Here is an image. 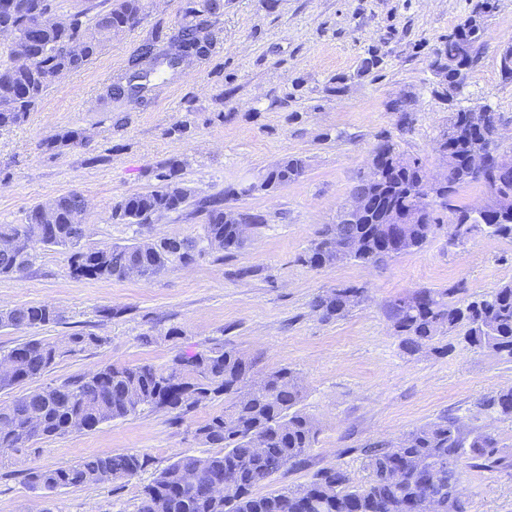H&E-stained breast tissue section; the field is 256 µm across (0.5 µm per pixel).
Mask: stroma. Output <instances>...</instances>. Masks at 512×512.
I'll return each mask as SVG.
<instances>
[{
	"instance_id": "stroma-1",
	"label": "stroma",
	"mask_w": 512,
	"mask_h": 512,
	"mask_svg": "<svg viewBox=\"0 0 512 512\" xmlns=\"http://www.w3.org/2000/svg\"><path fill=\"white\" fill-rule=\"evenodd\" d=\"M476 0H224L206 56L156 81L148 103L100 102L156 29L184 23V0H142L139 22L107 42L90 64L54 78L25 122L0 129V224H21L29 209L75 191L87 200L84 247L135 239L203 234L205 199L261 214L246 244L233 252L206 250L187 266L149 280L73 277L66 253L38 248L23 274L0 277V308L50 304L64 319L29 332L0 327V351L35 335L60 341L74 333L103 337L99 346L62 358L43 376L0 391V405L107 365L167 366L182 350L225 347L254 363L255 374L286 366L304 387L301 410L317 439L300 463L259 486V493L309 482L322 468L346 469L354 484L369 476L364 448L396 445L409 431L456 419L467 437L491 435L500 463L464 468L460 492L467 512H512V421H501L486 399L512 387V359L470 346L464 328L407 354L388 318L396 299L420 288L449 291L451 302L482 298L512 282V239L472 235L450 242L442 227L420 249L378 266L344 263L313 268L303 258L367 167L378 137L420 158L435 172L436 139L451 112L490 106L500 112L512 151V80L500 73V53L512 44V0H492L474 65L457 90L431 63ZM377 66L363 71L366 58ZM408 99L400 126L390 105ZM67 131L77 146H48ZM298 155L297 181L262 189L266 173ZM186 166L190 197L150 224L114 214L125 197L154 189L167 160ZM347 284L366 290L348 316L325 321L310 303ZM113 311L104 318L102 309ZM177 338H168L169 328ZM153 343H142L143 334ZM224 409L199 406L180 423L147 408L91 431L31 442L8 452L0 466V512H137L144 487L177 456L210 455L195 428ZM148 459L130 480L46 493L30 489L33 469L56 468L107 452Z\"/></svg>"
}]
</instances>
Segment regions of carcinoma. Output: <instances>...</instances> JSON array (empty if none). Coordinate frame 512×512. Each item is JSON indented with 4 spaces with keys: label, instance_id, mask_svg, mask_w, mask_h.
I'll return each mask as SVG.
<instances>
[{
    "label": "carcinoma",
    "instance_id": "carcinoma-1",
    "mask_svg": "<svg viewBox=\"0 0 512 512\" xmlns=\"http://www.w3.org/2000/svg\"><path fill=\"white\" fill-rule=\"evenodd\" d=\"M223 7V0H185L183 12L189 21L170 33L159 30L145 41L129 61L125 76L107 88L105 99L110 103L148 101L156 74L177 73L206 55L213 41L210 19ZM141 9V0H114L108 9L95 13L93 6L78 2L69 12L68 26L48 23L39 30L35 70L20 67L13 52H8V60L0 62V128L24 122L42 99L51 76L84 67L116 35L113 26L138 19ZM35 12L55 15L51 0H9L7 10L0 11V25L8 24L24 37ZM483 36L478 15L459 25L436 52L440 72L449 78L454 68L470 67ZM375 147L382 152L383 164L381 178L374 183L378 209L395 206L411 211L437 204L448 211L449 240L453 242L467 240L474 231L512 238V208L492 206L476 213L460 200L462 189L484 187L490 181L498 185L499 194L512 197V168H498L488 155L483 169H474L473 153L485 150V145L470 135L462 134L444 158L448 185L429 202L413 192L423 176L419 159L413 157L408 165H400L404 154L387 136L377 139ZM184 166L178 159L165 162L156 174L159 185L124 198L115 206V214L142 225L154 215L178 211L189 198L179 181ZM305 169V160L291 155L269 171L264 181L286 185L302 177ZM220 203L218 198L209 201L203 236L197 239H146L88 249L81 245L85 225L75 222L85 213V198L69 192L49 201L55 215L52 224L45 222L43 204L32 207L23 224H0V276L19 275L31 267L37 245L66 251L70 273L86 279L124 280L130 269L148 279L194 261L216 244L231 252L243 240L237 225L224 223ZM376 228L369 217L357 224H329L311 243L304 262L313 268L351 261L378 264L421 248L440 229V221L430 213L424 224L404 225L399 247L389 252L377 244ZM362 293L354 286L341 288L338 296L325 291L313 298L311 307L324 320L341 319L360 302ZM447 296L421 288L392 302L390 318L409 353L422 351L439 335L464 325L470 345L512 358V282L465 306L446 301ZM62 320V313L48 304L0 309V327L27 330ZM102 342L100 336L83 334L71 335L60 344L33 336L0 352V390L37 379L57 360ZM251 372L250 361L231 349L215 347L180 353L165 368L149 363L107 365L91 375L27 392L0 406V460L8 449L92 430L145 407L165 409L180 421L222 396L224 412L194 431L218 452L203 457L183 455L171 462L144 487L138 512H411L427 493L435 500L434 512H465L456 495L460 462L474 467L478 460L486 466L500 461L495 441L479 435L468 442L456 420L445 417L408 432L394 447L380 444L364 449L369 477L363 485H354L346 470L329 466L305 484L260 495L255 492L259 485L299 462L313 447L317 428L298 409L303 386L297 372L279 367L242 386ZM485 406L499 419L512 421V388L497 392ZM146 465L147 458L136 453L109 452L68 467L33 469L27 483L46 491L106 484L129 480ZM189 475L192 483L188 485L185 478ZM224 483L232 489L227 498L215 493V486Z\"/></svg>",
    "mask_w": 512,
    "mask_h": 512
}]
</instances>
